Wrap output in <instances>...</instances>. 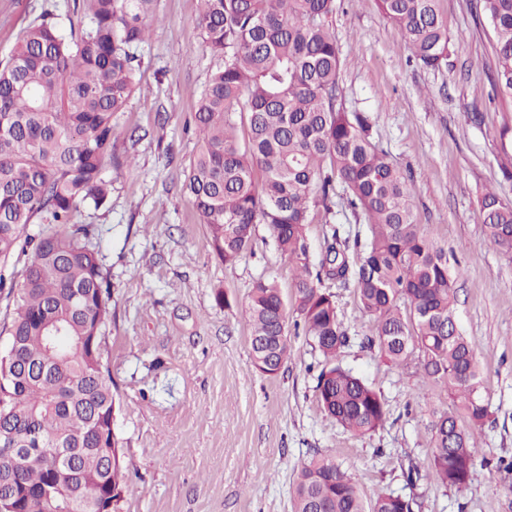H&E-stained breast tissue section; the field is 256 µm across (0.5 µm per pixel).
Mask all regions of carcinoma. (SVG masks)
Here are the masks:
<instances>
[{
    "label": "carcinoma",
    "mask_w": 512,
    "mask_h": 512,
    "mask_svg": "<svg viewBox=\"0 0 512 512\" xmlns=\"http://www.w3.org/2000/svg\"><path fill=\"white\" fill-rule=\"evenodd\" d=\"M156 0H78L86 26L61 33L45 9L0 60V291L14 294L8 263L21 265L0 357V430L23 463L0 446V497L13 512H97L127 484L112 431V377L102 360L101 327L110 315V273L92 224L72 222L82 205L107 202L102 176L114 158L118 114L134 91L136 49ZM198 25L217 58L194 112L199 153L185 193L226 264L247 250L257 224L293 263L294 301L304 335L323 357L316 391L321 410L366 435L384 422L382 395L339 358L349 336L325 280L356 288L373 322L365 337L392 364L417 357L451 407L432 412L434 480L457 490L469 482L476 430L490 415L476 353L454 329L459 267L415 222L411 186L373 142L364 114L338 103L340 57L328 17L336 0H197ZM412 55L438 68L450 54L437 0H379ZM495 33L491 85L512 100V0H479ZM249 130L240 142L236 126ZM370 237L332 228L312 269L310 207L330 210L336 188ZM485 241L512 257V205L493 192L481 200ZM35 239L25 235L34 220ZM245 316L254 365L278 370L288 359L286 304L274 282L253 288ZM293 512H412L383 493L365 502L342 464L314 457L299 471Z\"/></svg>",
    "instance_id": "1"
}]
</instances>
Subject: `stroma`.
I'll list each match as a JSON object with an SVG mask.
<instances>
[{"mask_svg":"<svg viewBox=\"0 0 512 512\" xmlns=\"http://www.w3.org/2000/svg\"><path fill=\"white\" fill-rule=\"evenodd\" d=\"M47 1L0 0V59ZM439 9L452 52L436 70L415 61L377 0H336L329 24L340 49V101L368 117L372 139L409 179L417 223L460 264L458 323L491 410L466 490L431 476L429 424L447 395L418 363L401 368L363 346L372 322L354 288L323 283L350 336L343 366L385 398L379 429L356 435L320 410L321 356L303 332L289 331L276 375L255 368L243 308L261 280L291 298L293 268L264 224L235 263L214 253L183 184L200 146L192 116L216 60L196 0H157L135 91L117 119L118 160L103 171L108 202L73 214L74 223L96 226L111 274L101 351L129 468L117 512H292L297 475L315 456L343 464L367 499L393 493L414 512H512V472L496 467L512 460V259L485 243L481 211L488 189L512 203V102L491 95L494 33L476 0H439ZM311 218V262L332 227L368 237L364 220L344 207L315 208ZM219 294L229 306L217 304Z\"/></svg>","mask_w":512,"mask_h":512,"instance_id":"35a3bbf8","label":"stroma"}]
</instances>
